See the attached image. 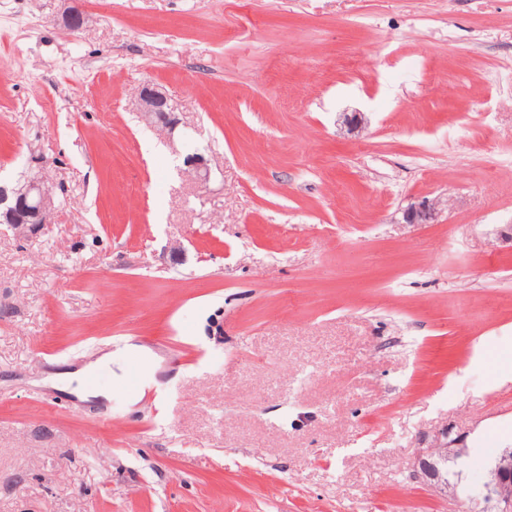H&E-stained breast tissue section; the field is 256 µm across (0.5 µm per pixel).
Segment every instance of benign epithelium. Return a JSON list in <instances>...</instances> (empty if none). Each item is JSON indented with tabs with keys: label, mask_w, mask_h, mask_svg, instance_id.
I'll list each match as a JSON object with an SVG mask.
<instances>
[{
	"label": "benign epithelium",
	"mask_w": 512,
	"mask_h": 512,
	"mask_svg": "<svg viewBox=\"0 0 512 512\" xmlns=\"http://www.w3.org/2000/svg\"><path fill=\"white\" fill-rule=\"evenodd\" d=\"M140 114L150 125L167 126L174 122L168 97L158 87L145 86L140 93ZM186 164L191 167L196 180H209L210 169L205 158L199 154L187 156ZM54 200L38 176L26 178L23 182L8 186L0 185V224L7 225L19 238H27L36 230L53 222ZM438 202L423 199L406 212L409 224H429L434 221ZM462 448L448 445V433L433 448L416 449L410 478L422 485L433 488L441 494L457 495V485L448 482L443 475L444 464L461 457ZM470 501L477 507L470 512H512V448H501L491 458L487 477L481 489Z\"/></svg>",
	"instance_id": "obj_1"
}]
</instances>
